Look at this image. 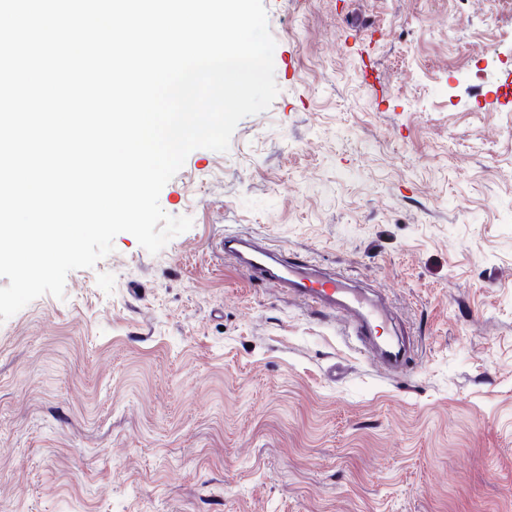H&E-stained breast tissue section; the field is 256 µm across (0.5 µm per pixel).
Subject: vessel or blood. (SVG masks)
<instances>
[{"label":"vessel or blood","instance_id":"vessel-or-blood-1","mask_svg":"<svg viewBox=\"0 0 512 512\" xmlns=\"http://www.w3.org/2000/svg\"><path fill=\"white\" fill-rule=\"evenodd\" d=\"M224 253L243 265L257 281L281 288L319 308L343 315V326L350 335H372L380 321V310L361 293L336 275L320 276L306 261L283 257L257 239L239 235L224 238Z\"/></svg>","mask_w":512,"mask_h":512}]
</instances>
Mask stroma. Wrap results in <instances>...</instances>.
I'll use <instances>...</instances> for the list:
<instances>
[{
	"mask_svg": "<svg viewBox=\"0 0 512 512\" xmlns=\"http://www.w3.org/2000/svg\"><path fill=\"white\" fill-rule=\"evenodd\" d=\"M263 3L279 93L162 189L192 227L0 323V512H512V0ZM230 231L382 292L410 367ZM380 350L382 360H377V362L386 365L390 369H406L411 355H404L402 348L398 344H395L392 341H388L381 347Z\"/></svg>",
	"mask_w": 512,
	"mask_h": 512,
	"instance_id": "1",
	"label": "stroma"
}]
</instances>
